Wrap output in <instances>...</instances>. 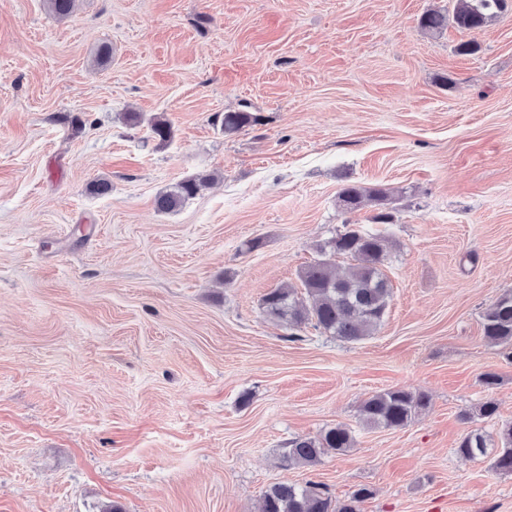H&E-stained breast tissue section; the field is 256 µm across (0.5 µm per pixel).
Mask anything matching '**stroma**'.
<instances>
[{
  "mask_svg": "<svg viewBox=\"0 0 512 512\" xmlns=\"http://www.w3.org/2000/svg\"><path fill=\"white\" fill-rule=\"evenodd\" d=\"M452 8L0 0V512H260L284 479L368 487L362 512H512V475L456 451L512 422V351L482 332L512 290V10L420 28ZM238 110L262 124L225 135L214 115ZM349 179L388 188L393 223L342 213ZM347 221L393 243L386 315L358 342L288 339L262 298ZM388 389L430 404L364 426ZM339 424L353 448L282 467L289 440ZM212 178L210 175H197L177 184L173 190L156 197V207L161 212H171L184 201L195 196Z\"/></svg>",
  "mask_w": 512,
  "mask_h": 512,
  "instance_id": "35a3bbf8",
  "label": "stroma"
}]
</instances>
